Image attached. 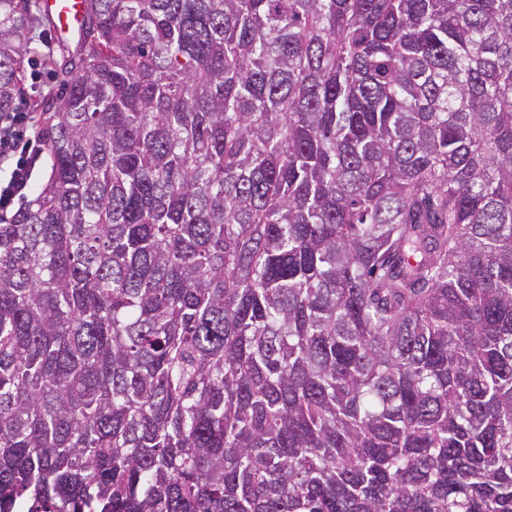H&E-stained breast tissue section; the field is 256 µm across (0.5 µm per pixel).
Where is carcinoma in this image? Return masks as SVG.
<instances>
[{
	"label": "carcinoma",
	"mask_w": 512,
	"mask_h": 512,
	"mask_svg": "<svg viewBox=\"0 0 512 512\" xmlns=\"http://www.w3.org/2000/svg\"><path fill=\"white\" fill-rule=\"evenodd\" d=\"M31 0H0V113ZM0 221V512H512V0H84Z\"/></svg>",
	"instance_id": "carcinoma-1"
}]
</instances>
